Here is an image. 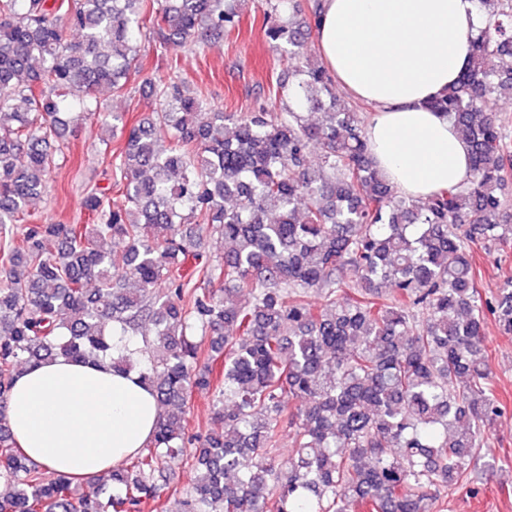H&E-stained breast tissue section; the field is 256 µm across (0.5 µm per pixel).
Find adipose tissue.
<instances>
[{
    "label": "adipose tissue",
    "mask_w": 512,
    "mask_h": 512,
    "mask_svg": "<svg viewBox=\"0 0 512 512\" xmlns=\"http://www.w3.org/2000/svg\"><path fill=\"white\" fill-rule=\"evenodd\" d=\"M321 8L316 48L342 89L371 106L365 132L387 180L416 200L461 183L470 151L427 103L468 65L481 25L473 0H322ZM5 414L25 456L86 483L148 444L160 407L137 374L61 357L15 377Z\"/></svg>",
    "instance_id": "ef3b65f1"
}]
</instances>
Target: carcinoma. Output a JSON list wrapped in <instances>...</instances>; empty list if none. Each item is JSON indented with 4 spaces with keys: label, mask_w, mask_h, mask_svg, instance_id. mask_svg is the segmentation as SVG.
Instances as JSON below:
<instances>
[{
    "label": "carcinoma",
    "mask_w": 512,
    "mask_h": 512,
    "mask_svg": "<svg viewBox=\"0 0 512 512\" xmlns=\"http://www.w3.org/2000/svg\"><path fill=\"white\" fill-rule=\"evenodd\" d=\"M241 2L0 0V512H158L174 461L193 473L181 512H436L488 447L505 406L487 330L512 335V277L482 298L476 246L512 236L496 109L512 91V0H475L471 62L429 102L472 168L426 201L384 179L358 110L336 105L309 46L316 0H267L264 36L288 61L278 112L215 111L175 65L144 83L160 110L134 124L96 97L101 85L130 94L145 25L160 50L200 51L238 26ZM96 116L121 141L108 185L83 200L92 223L23 222L65 157L50 139ZM205 235L230 245L224 256L203 258ZM57 356L136 372L161 405L108 495L99 479L86 492L45 475L6 423L14 375ZM196 389L211 390L219 426L191 448Z\"/></svg>",
    "instance_id": "1"
}]
</instances>
